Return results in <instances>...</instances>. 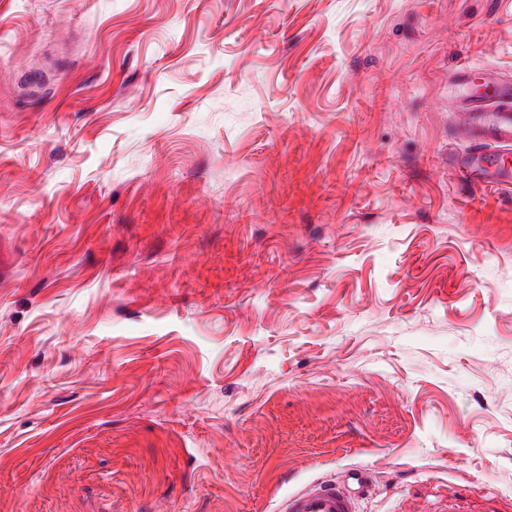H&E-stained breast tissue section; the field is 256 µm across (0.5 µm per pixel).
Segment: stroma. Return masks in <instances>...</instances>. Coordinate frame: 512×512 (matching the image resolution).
<instances>
[{"label": "stroma", "instance_id": "1", "mask_svg": "<svg viewBox=\"0 0 512 512\" xmlns=\"http://www.w3.org/2000/svg\"><path fill=\"white\" fill-rule=\"evenodd\" d=\"M464 63L512 0H0V512H512ZM362 469L348 471L340 480H320L283 497L277 512H358L357 502L369 485Z\"/></svg>", "mask_w": 512, "mask_h": 512}]
</instances>
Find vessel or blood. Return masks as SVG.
<instances>
[{
  "label": "vessel or blood",
  "mask_w": 512,
  "mask_h": 512,
  "mask_svg": "<svg viewBox=\"0 0 512 512\" xmlns=\"http://www.w3.org/2000/svg\"><path fill=\"white\" fill-rule=\"evenodd\" d=\"M454 98L468 117L471 153L462 155V172L482 189L512 187V79L490 68L464 65L450 77ZM369 485L362 469L339 480H320L283 497L277 512H357Z\"/></svg>",
  "instance_id": "vessel-or-blood-1"
}]
</instances>
